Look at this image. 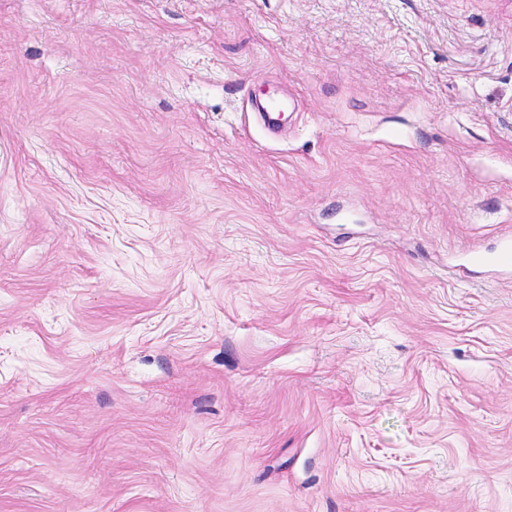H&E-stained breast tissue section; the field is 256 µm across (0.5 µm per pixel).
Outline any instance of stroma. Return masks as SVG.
<instances>
[{"instance_id":"obj_1","label":"stroma","mask_w":512,"mask_h":512,"mask_svg":"<svg viewBox=\"0 0 512 512\" xmlns=\"http://www.w3.org/2000/svg\"><path fill=\"white\" fill-rule=\"evenodd\" d=\"M512 0H0V512H512ZM469 261L475 265L491 264L501 267H512V236L507 234L502 238L500 247L493 254H485L480 251H473Z\"/></svg>"}]
</instances>
